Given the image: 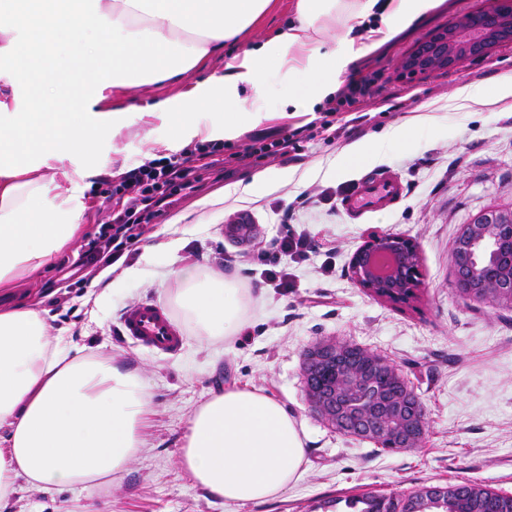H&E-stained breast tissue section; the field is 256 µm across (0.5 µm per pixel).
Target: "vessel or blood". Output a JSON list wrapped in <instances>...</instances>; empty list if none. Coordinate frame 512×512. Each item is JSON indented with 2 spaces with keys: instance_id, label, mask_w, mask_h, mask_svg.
<instances>
[{
  "instance_id": "vessel-or-blood-1",
  "label": "vessel or blood",
  "mask_w": 512,
  "mask_h": 512,
  "mask_svg": "<svg viewBox=\"0 0 512 512\" xmlns=\"http://www.w3.org/2000/svg\"><path fill=\"white\" fill-rule=\"evenodd\" d=\"M402 182L387 172L362 176L341 201L343 209L359 218L397 202L403 195ZM126 336L161 353L177 352L183 343L181 333L167 311L154 302L128 308L123 316Z\"/></svg>"
}]
</instances>
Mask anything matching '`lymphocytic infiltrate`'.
<instances>
[{"label": "lymphocytic infiltrate", "mask_w": 512, "mask_h": 512, "mask_svg": "<svg viewBox=\"0 0 512 512\" xmlns=\"http://www.w3.org/2000/svg\"><path fill=\"white\" fill-rule=\"evenodd\" d=\"M223 150L219 143L203 144L187 156L172 155L145 161L109 182L108 193L115 206L108 221L89 244L86 265L114 263L125 250L136 246L146 225L171 204L173 197L194 190L199 171L206 167V159ZM308 248V238L303 234L277 239L272 251L259 257L265 267V282L277 288L287 287L288 274L278 266L280 257L302 260L306 258Z\"/></svg>", "instance_id": "1"}]
</instances>
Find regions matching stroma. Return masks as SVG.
<instances>
[{"label":"stroma","mask_w":512,"mask_h":512,"mask_svg":"<svg viewBox=\"0 0 512 512\" xmlns=\"http://www.w3.org/2000/svg\"><path fill=\"white\" fill-rule=\"evenodd\" d=\"M452 8L430 11L419 24L357 58L340 84L377 79L379 97L342 106L349 135L316 137L282 157H245L251 137L276 136L319 118L323 105L294 111L285 102L287 79L270 75L265 99L272 110L259 125H242L225 142V154L241 161L215 167L198 188L148 224L135 250L124 252L109 275L115 283L103 304L95 299L97 269L83 265L87 241L60 255L52 270L17 288L55 314L54 328L67 329L81 345L111 355L150 381L152 408L146 445L123 477L89 500L79 491H23L11 512H325V501L363 492L387 494L419 485L475 480L512 494V311L489 301L463 298L454 286L452 251L464 224L480 212L512 207V97L454 107L463 86L494 85L512 75V44L452 70L401 76L400 59L434 28L460 14L492 6L493 0H452ZM224 72L223 54L180 79L161 84L109 88L118 108L130 98L141 105L174 97ZM413 120L403 145L384 144L369 163L338 171L339 153L356 143L382 140L393 126ZM170 137L157 118L123 130L121 162L133 168L148 157L145 130ZM386 169L404 184L402 199L385 211L354 219L341 208L343 196L368 172ZM256 183L249 195H233L219 206L199 209L207 196L234 183ZM202 210L203 230L187 233L176 253L155 250L169 240L166 222L180 212ZM287 223H280V216ZM306 233L307 259L288 262L291 288H274L252 273L249 259L286 232ZM372 233L413 239L421 254V285L412 306L394 305L366 293L351 280L352 253ZM218 270L251 300L233 352L223 344L198 342L181 312L173 317L184 340L175 354L138 346L121 330L133 304H167L174 266ZM138 268L133 278L125 269ZM328 338L367 348L393 365L421 397L426 435L421 447L381 451L369 439L337 432L315 413L303 379L305 351ZM235 384L281 401L307 436L308 465L281 497L244 506L208 497L178 465L189 416L211 388Z\"/></svg>","instance_id":"stroma-1"}]
</instances>
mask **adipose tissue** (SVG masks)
<instances>
[{"mask_svg":"<svg viewBox=\"0 0 512 512\" xmlns=\"http://www.w3.org/2000/svg\"><path fill=\"white\" fill-rule=\"evenodd\" d=\"M445 0H292L275 36L253 32L277 0H12L0 13V59L11 64L0 91V512L28 488H80L94 497L120 478L144 446L150 385L111 356L86 352L52 331L46 310L18 298L87 231L83 179L111 172L118 137L133 118L172 127L164 149L195 138L231 139L267 114L264 77L287 74L299 110L335 91L362 55L352 21L381 20L390 39ZM343 32L329 45L333 28ZM237 47L222 75L148 106L68 112L21 111L79 85L101 103L103 87L131 76L158 83ZM169 301L197 339L231 344L244 328L248 289L223 273L173 269ZM179 465L211 498L247 505L274 499L305 470V435L285 405L256 389H211L189 418Z\"/></svg>","mask_w":512,"mask_h":512,"instance_id":"obj_1","label":"adipose tissue"}]
</instances>
